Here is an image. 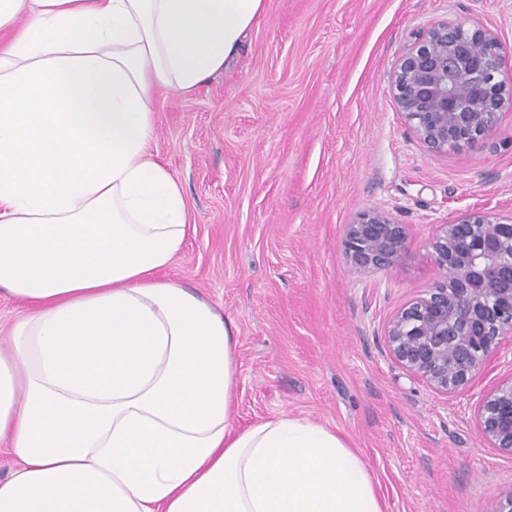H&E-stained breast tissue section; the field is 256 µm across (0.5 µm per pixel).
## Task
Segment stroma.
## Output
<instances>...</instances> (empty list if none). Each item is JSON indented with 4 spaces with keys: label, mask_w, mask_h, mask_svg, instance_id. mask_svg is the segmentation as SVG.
<instances>
[{
    "label": "stroma",
    "mask_w": 512,
    "mask_h": 512,
    "mask_svg": "<svg viewBox=\"0 0 512 512\" xmlns=\"http://www.w3.org/2000/svg\"><path fill=\"white\" fill-rule=\"evenodd\" d=\"M440 21L492 30L512 71V0H266L227 69L192 95H158L155 149L195 220L164 276L231 322L239 428L284 412L335 428L388 512H496L512 456L479 438L474 410L512 359L444 396L387 359L382 331L439 279L436 225L512 213V105L482 144L442 155L396 105L402 54ZM372 208L408 229L382 270L345 248Z\"/></svg>",
    "instance_id": "obj_1"
}]
</instances>
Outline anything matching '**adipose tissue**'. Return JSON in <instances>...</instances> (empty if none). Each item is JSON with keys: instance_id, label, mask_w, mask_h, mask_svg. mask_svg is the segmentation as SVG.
Here are the masks:
<instances>
[{"instance_id": "adipose-tissue-1", "label": "adipose tissue", "mask_w": 512, "mask_h": 512, "mask_svg": "<svg viewBox=\"0 0 512 512\" xmlns=\"http://www.w3.org/2000/svg\"><path fill=\"white\" fill-rule=\"evenodd\" d=\"M264 0H0V512H385L335 429H238L236 342L163 278L194 222L158 90L224 71ZM28 306L11 297L0 288V348L8 345V335L14 321L23 315Z\"/></svg>"}]
</instances>
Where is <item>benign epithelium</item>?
<instances>
[{"label":"benign epithelium","instance_id":"1","mask_svg":"<svg viewBox=\"0 0 512 512\" xmlns=\"http://www.w3.org/2000/svg\"><path fill=\"white\" fill-rule=\"evenodd\" d=\"M497 36L438 23L402 55L394 97L409 129L433 155L474 146L499 124L512 74ZM406 226L377 209L346 225L355 267L382 269L402 256ZM441 279L383 327L389 357L433 390L466 388L512 339V215L489 211L438 224L429 241ZM475 424L491 448L512 456V376L487 389Z\"/></svg>","mask_w":512,"mask_h":512}]
</instances>
